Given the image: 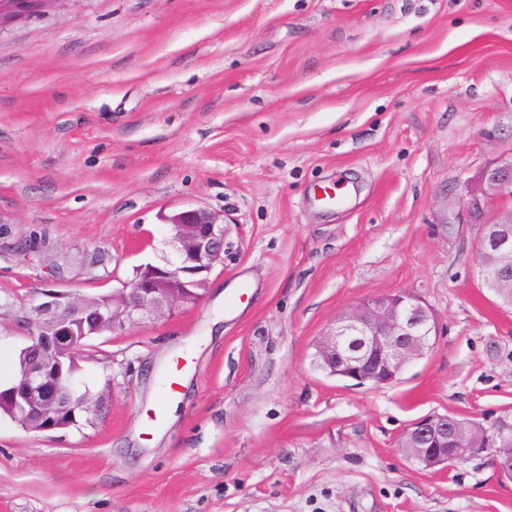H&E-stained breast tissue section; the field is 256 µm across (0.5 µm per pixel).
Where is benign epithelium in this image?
<instances>
[{
  "mask_svg": "<svg viewBox=\"0 0 512 512\" xmlns=\"http://www.w3.org/2000/svg\"><path fill=\"white\" fill-rule=\"evenodd\" d=\"M51 0H0V22L29 16ZM487 189L512 196V163L489 170ZM174 227L168 241L171 255L159 264H148L140 279L112 297L98 300L69 291L48 289L43 301L31 310L34 331L29 349L33 356L11 389L0 392L39 429L57 428L59 416L71 412L73 394L61 387L63 342L75 335L81 315L93 324L97 335L107 328L144 324L199 302L209 276L224 264L228 249L224 218L200 208H187L165 218ZM482 283L504 304H512V210L482 226L478 247ZM437 320L418 296L408 292L385 293L353 306L336 317L322 337L325 363L359 386L381 387L397 380L405 368L433 348ZM406 458L423 471L448 460L471 458L489 450L499 471L512 478V449L503 429L492 426L479 436L467 432L456 418L429 415L404 433Z\"/></svg>",
  "mask_w": 512,
  "mask_h": 512,
  "instance_id": "benign-epithelium-1",
  "label": "benign epithelium"
}]
</instances>
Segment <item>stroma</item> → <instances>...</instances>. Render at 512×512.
<instances>
[{
    "instance_id": "35a3bbf8",
    "label": "stroma",
    "mask_w": 512,
    "mask_h": 512,
    "mask_svg": "<svg viewBox=\"0 0 512 512\" xmlns=\"http://www.w3.org/2000/svg\"><path fill=\"white\" fill-rule=\"evenodd\" d=\"M511 162L512 0H52L0 24L9 367L44 290L122 288L162 258L163 216L221 213L230 244L198 303L88 340L101 411L0 417V512H512L489 456L422 471L399 447L434 413L512 422V308L481 284L469 208H512L484 183ZM397 291L437 317L426 357L382 388L318 368L343 310ZM187 361L188 359L186 357H178L173 359L165 368L158 394V406L148 419V425L150 427L158 428L161 425L163 420L161 406L167 399H171L178 393L181 374Z\"/></svg>"
}]
</instances>
